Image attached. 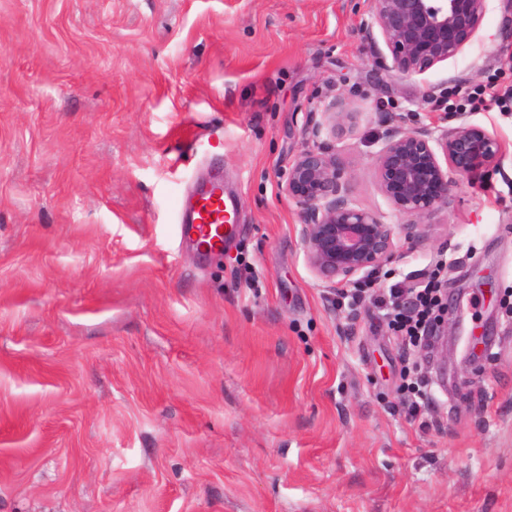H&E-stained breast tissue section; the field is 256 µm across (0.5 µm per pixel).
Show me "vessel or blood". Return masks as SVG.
<instances>
[{"instance_id":"b4317fda","label":"vessel or blood","mask_w":512,"mask_h":512,"mask_svg":"<svg viewBox=\"0 0 512 512\" xmlns=\"http://www.w3.org/2000/svg\"><path fill=\"white\" fill-rule=\"evenodd\" d=\"M176 217L186 242L201 256L221 254L226 225L234 224L236 212L224 197V180L213 175L192 194L180 200Z\"/></svg>"}]
</instances>
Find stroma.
I'll return each mask as SVG.
<instances>
[{
  "label": "stroma",
  "mask_w": 512,
  "mask_h": 512,
  "mask_svg": "<svg viewBox=\"0 0 512 512\" xmlns=\"http://www.w3.org/2000/svg\"><path fill=\"white\" fill-rule=\"evenodd\" d=\"M369 0H0V512H512V112L469 119L506 149L377 280L447 263L448 351L406 356L372 304L336 307L280 171L309 115L357 204L381 112L512 86V13L490 0L459 53L381 73ZM235 195L222 255L174 208L211 171ZM490 193L478 190V182ZM404 387L412 392L414 400H409L407 414L415 418L422 410L433 403L428 382L424 379L417 367L407 368L403 374Z\"/></svg>",
  "instance_id": "1"
}]
</instances>
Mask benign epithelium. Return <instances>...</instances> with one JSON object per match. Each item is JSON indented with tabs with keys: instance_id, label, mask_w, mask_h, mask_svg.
I'll return each instance as SVG.
<instances>
[{
	"instance_id": "7a95c632",
	"label": "benign epithelium",
	"mask_w": 512,
	"mask_h": 512,
	"mask_svg": "<svg viewBox=\"0 0 512 512\" xmlns=\"http://www.w3.org/2000/svg\"><path fill=\"white\" fill-rule=\"evenodd\" d=\"M488 2L372 0L361 39L374 48L377 70L421 73L460 51L478 30ZM454 119L453 126L438 120L408 129L404 118L379 113L383 132L376 140L373 177L399 224L349 199L351 174L332 145L354 122L342 100L332 99L320 119L305 124L304 133L315 143L304 142L280 187L299 208L304 258L318 281L335 290L377 279L397 259L396 230L416 242L419 228L452 204L456 177L501 165L505 149L497 138L463 112ZM322 135L326 140L316 142Z\"/></svg>"
}]
</instances>
